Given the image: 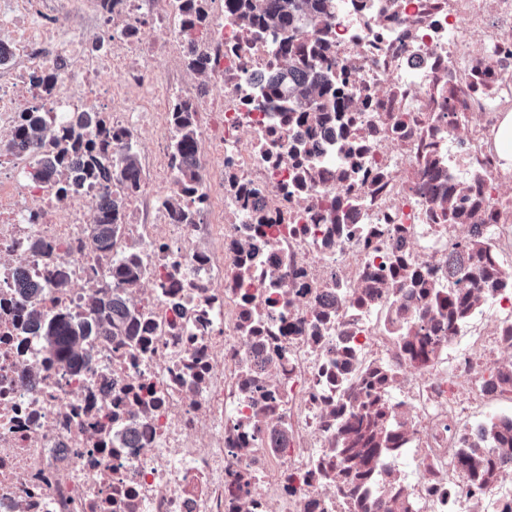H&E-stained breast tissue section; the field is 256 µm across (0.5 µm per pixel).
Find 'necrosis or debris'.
<instances>
[{"instance_id":"necrosis-or-debris-1","label":"necrosis or debris","mask_w":512,"mask_h":512,"mask_svg":"<svg viewBox=\"0 0 512 512\" xmlns=\"http://www.w3.org/2000/svg\"><path fill=\"white\" fill-rule=\"evenodd\" d=\"M84 3L100 28L65 35L32 0H0L16 32L0 44V512L512 508V165L495 146L512 0H330L298 39L350 104L303 118L267 94L287 67L271 33L221 0H203L201 38L180 32L178 0ZM162 59L202 60L205 78L174 88ZM19 88L60 131L76 112L128 139L154 126L110 250L88 227L123 184L105 175L65 206L31 186L51 146L17 148ZM176 96L197 116L202 198L172 209L190 162L169 113L141 103ZM127 256L135 339L90 337L78 370L54 359L22 281L46 313L85 319ZM340 448L371 449L366 482L342 483Z\"/></svg>"}]
</instances>
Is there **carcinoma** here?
<instances>
[{
	"label": "carcinoma",
	"instance_id": "obj_1",
	"mask_svg": "<svg viewBox=\"0 0 512 512\" xmlns=\"http://www.w3.org/2000/svg\"><path fill=\"white\" fill-rule=\"evenodd\" d=\"M325 0H225L224 6L242 14L244 21L282 35L278 39L279 54L291 59L288 71L277 75L268 84L271 92L283 99L291 112H340L344 109V93L328 81H318L310 76L313 61L318 57L316 50L297 42L295 32L302 22L312 14H319ZM204 13L201 0H181L178 22L181 32L190 34L203 25ZM176 133L173 150L185 156H191L197 148V129L189 105L180 101L173 105ZM92 120L86 119L65 130L54 141L62 144L60 152L45 153L39 156L40 174L54 179L57 193L67 196L71 190L61 169L66 154L81 148L87 150L80 169L81 179L93 182L99 179L105 169L101 163L99 144L88 137ZM21 144L36 148L45 143L47 129L34 118L22 124L18 132ZM112 168L117 177H122L135 187L140 171L139 155L130 143L122 144L112 156ZM126 209V197L118 195L109 198L100 206L91 224L90 246L96 250H108L112 247L114 233L118 231ZM139 265L136 260L124 259L112 266V280L120 288L138 286ZM24 305L28 321L41 332L46 348L57 359L66 362L76 370L83 364V344L88 336L137 335L135 309L124 294H114L100 298L96 302L94 316L83 320H73L64 315L47 317L40 307V289L28 286L23 289ZM336 458L340 467L350 480L367 478L366 461L358 448H339Z\"/></svg>",
	"mask_w": 512,
	"mask_h": 512
}]
</instances>
